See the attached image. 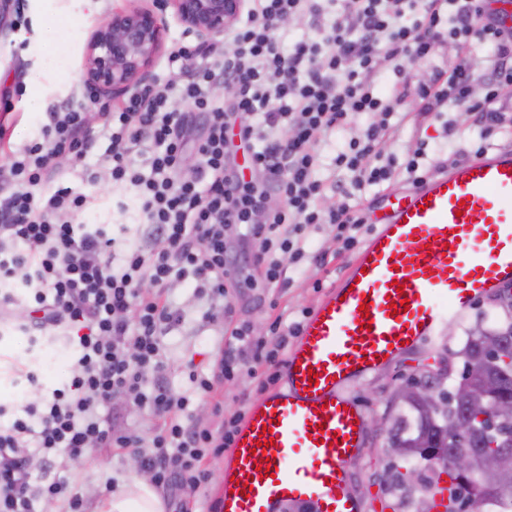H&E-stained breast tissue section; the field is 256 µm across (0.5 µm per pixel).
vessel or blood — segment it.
<instances>
[{
    "mask_svg": "<svg viewBox=\"0 0 512 512\" xmlns=\"http://www.w3.org/2000/svg\"><path fill=\"white\" fill-rule=\"evenodd\" d=\"M369 221L374 232L303 324L280 385L241 423L217 512H360L347 467L365 420L343 389L512 284V151L391 191Z\"/></svg>",
    "mask_w": 512,
    "mask_h": 512,
    "instance_id": "obj_1",
    "label": "vessel or blood"
}]
</instances>
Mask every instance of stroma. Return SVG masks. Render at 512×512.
<instances>
[{"instance_id":"stroma-1","label":"stroma","mask_w":512,"mask_h":512,"mask_svg":"<svg viewBox=\"0 0 512 512\" xmlns=\"http://www.w3.org/2000/svg\"><path fill=\"white\" fill-rule=\"evenodd\" d=\"M152 0H19L23 19L15 23L10 39L0 44V126L6 135L0 139V163L11 149L19 147L39 135L40 124L47 109L79 100L85 80L83 74L85 44L95 27L112 12L131 7L151 6ZM55 20L58 27L56 44L46 40L43 23ZM41 71L45 77L40 87L41 111L27 107L30 97L28 78ZM453 122L457 132L445 137L443 125ZM394 127L383 146L384 157L404 159L420 146H448L449 164H457L461 154L475 150L480 144V129L474 114L448 110L439 118H425L410 111L405 116L393 117ZM73 162H66L63 170L72 186L81 187L89 198L82 219L93 227H104L117 240V250L145 242L144 226L137 209V190L128 184H114L101 179L97 184L81 185L73 174ZM337 229L322 224L310 229L307 240L320 258L308 259L299 273H290L285 288H239L231 291L229 302L232 318L248 323L253 335L263 336L279 313H287L289 321L304 322L319 304L330 287L336 285L353 250L344 248L336 238ZM170 298L182 309L184 317L165 336L167 380L174 389L188 385L189 372L211 374L216 353L222 346L218 328L208 322L203 313L205 298L194 292L191 284L171 288ZM507 313L493 296L476 300L458 320L449 323L447 330L426 344L397 356L389 365L359 377L345 389L363 412L365 443L357 459L349 466L350 490L361 502L362 512H415L419 497L388 494L383 483L395 471L415 468L424 472L427 462L393 458L385 429L374 425V418H385L395 413L400 403L396 389L408 380L425 375L436 367L443 357L453 356L463 347L468 332L487 321L503 324ZM75 358L74 346L67 337L56 334L29 344L26 336L13 332L0 333V405H11L20 387L16 383V369L34 372L40 392L51 395L54 389L68 381ZM282 373L281 366L267 363L242 368L233 379L218 386L212 396L198 400L195 413L211 428H219L224 416L247 412L251 404L275 386L274 379ZM223 402V411H215V402ZM137 455L130 448H94L88 458L82 459L69 474L73 492L91 494L95 502L106 498L104 483L115 479L128 481L132 463Z\"/></svg>"}]
</instances>
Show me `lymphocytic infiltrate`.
I'll return each mask as SVG.
<instances>
[{
  "instance_id": "f902f5d3",
  "label": "lymphocytic infiltrate",
  "mask_w": 512,
  "mask_h": 512,
  "mask_svg": "<svg viewBox=\"0 0 512 512\" xmlns=\"http://www.w3.org/2000/svg\"><path fill=\"white\" fill-rule=\"evenodd\" d=\"M325 14L319 0H245L229 31L225 54L189 67L182 47L171 53L165 79L126 99L106 115L85 103L51 112L38 141L0 165V326L28 336L50 329L77 337V356L64 388L51 397H24L20 412L0 425V512H37L42 501L64 496L68 512H85L68 496L69 470L90 448H136L156 488H200L212 473L203 462L231 447L239 417L213 429L190 410L195 397L214 393L235 376L241 359L233 344L255 359L275 361L298 335L299 324L278 315L268 336L255 337L248 323L229 321V291L286 286L283 255L300 262L306 232L333 224L345 245L366 226L358 205L322 207L328 186L317 178L319 146L344 128L349 115H376L333 157L335 167L355 173V187L391 179L393 165L376 160L391 129L390 117L405 102L423 114L452 107L479 115V152H486L501 116L512 108V29L498 21L485 0H338ZM307 21L315 34L287 42L282 22ZM497 44L484 96L472 102L475 82L469 49ZM454 41L465 48L452 66L433 67L428 80L410 88L388 84L381 64L430 60ZM233 84L231 107L212 94L216 83ZM195 109L203 135L188 141L187 115ZM101 130H94V122ZM237 138H230V129ZM108 142L113 183L139 189L140 211L154 244L149 250L114 251L104 229L88 231L78 218L84 193L65 185L55 170L67 151L83 160L97 138ZM249 152V175L235 162ZM194 167H187L188 153ZM98 172L82 167L95 183ZM283 204L272 208L271 196ZM239 239L227 237L230 227ZM191 282L211 301L205 317L220 323L230 347L220 352L211 376L190 374L191 390L177 393L165 379L163 337L179 324L180 311L167 300L173 284ZM123 408H113L115 397ZM146 409L158 419L151 438L127 423L128 409Z\"/></svg>"
}]
</instances>
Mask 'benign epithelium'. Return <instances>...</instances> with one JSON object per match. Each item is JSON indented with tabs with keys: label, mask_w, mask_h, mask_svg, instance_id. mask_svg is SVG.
Returning a JSON list of instances; mask_svg holds the SVG:
<instances>
[{
	"label": "benign epithelium",
	"mask_w": 512,
	"mask_h": 512,
	"mask_svg": "<svg viewBox=\"0 0 512 512\" xmlns=\"http://www.w3.org/2000/svg\"><path fill=\"white\" fill-rule=\"evenodd\" d=\"M243 0H157L156 8H129L112 13L90 35L84 58V79L96 98L108 102L138 93L150 81V66L165 43L164 14L171 12L186 33L205 44L224 34L239 17ZM14 0H0V43L13 30L10 16ZM487 396L484 382L457 389V398L477 410ZM423 403L434 401L424 384L412 385L397 394ZM498 456L473 453L459 456L451 473L483 477V471L498 468Z\"/></svg>",
	"instance_id": "obj_1"
}]
</instances>
